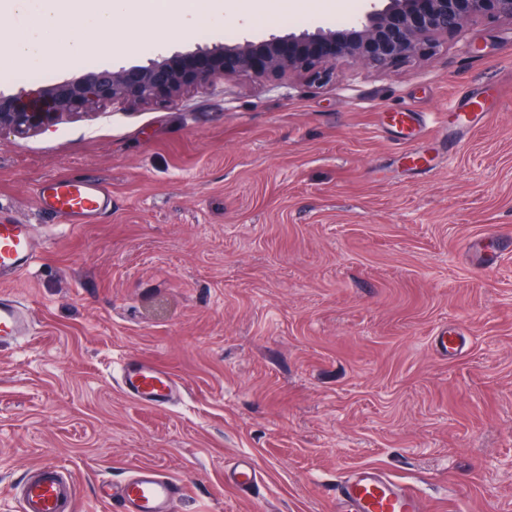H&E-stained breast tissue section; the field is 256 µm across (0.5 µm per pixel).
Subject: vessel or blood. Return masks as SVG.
<instances>
[{"label":"vessel or blood","instance_id":"1","mask_svg":"<svg viewBox=\"0 0 512 512\" xmlns=\"http://www.w3.org/2000/svg\"><path fill=\"white\" fill-rule=\"evenodd\" d=\"M492 97L469 90L457 100V122L462 131L478 127L488 114ZM40 210L69 224L98 221L112 205L108 188L95 179L70 175L44 180L35 189ZM39 244L33 227L0 220V283L28 268ZM31 326L27 308L7 295H0V346L17 343ZM122 392L136 404L154 410L169 407L181 394L180 380L157 363L130 357L120 367ZM236 493H253L261 475L251 457L245 456L224 474ZM183 483L157 467L144 465L129 471L121 481L105 482L99 498L115 512H175L184 497ZM336 512H425L416 491L383 470L363 466L342 475L333 487ZM77 485L61 466L47 462L32 468L19 493V512H76Z\"/></svg>","mask_w":512,"mask_h":512}]
</instances>
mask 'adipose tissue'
Returning <instances> with one entry per match:
<instances>
[{"mask_svg":"<svg viewBox=\"0 0 512 512\" xmlns=\"http://www.w3.org/2000/svg\"><path fill=\"white\" fill-rule=\"evenodd\" d=\"M11 8L25 19L24 28L0 43V66L16 61L39 63L58 69L88 57L126 53L129 42L113 37L116 16L141 9L140 0H10ZM95 29L96 39L84 38Z\"/></svg>","mask_w":512,"mask_h":512,"instance_id":"adipose-tissue-1","label":"adipose tissue"}]
</instances>
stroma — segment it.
<instances>
[{"label":"stroma","instance_id":"stroma-1","mask_svg":"<svg viewBox=\"0 0 512 512\" xmlns=\"http://www.w3.org/2000/svg\"><path fill=\"white\" fill-rule=\"evenodd\" d=\"M264 8L224 0L154 45L144 36L173 14H125L114 32L132 51L23 61L0 93L340 25L325 0ZM466 88L500 91L469 134L449 121ZM401 110L437 121L402 134L386 120ZM413 149L430 172L402 163ZM73 174L109 184L112 210L68 229L34 190ZM0 217L45 243L0 288L35 326L0 347V512H17V484L44 462L72 473L77 512H113L99 479L142 465L186 486L177 512H334L337 476L363 465L412 485L427 512H512V26L473 20L386 73L236 72L175 101L2 133ZM450 328L466 339L452 356L438 344ZM126 357L173 371L180 402L123 395ZM244 454L263 476L252 498L224 483Z\"/></svg>","mask_w":512,"mask_h":512}]
</instances>
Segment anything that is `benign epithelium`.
I'll return each mask as SVG.
<instances>
[{
  "label": "benign epithelium",
  "mask_w": 512,
  "mask_h": 512,
  "mask_svg": "<svg viewBox=\"0 0 512 512\" xmlns=\"http://www.w3.org/2000/svg\"><path fill=\"white\" fill-rule=\"evenodd\" d=\"M512 25V0H366L349 26L272 37L259 44L244 39L190 55L157 56L130 68L90 69L52 88L0 95V132L24 137L79 114L118 101L174 100L191 88H207L228 71L270 79L283 74L326 78L348 61L387 72L411 58L429 55L438 40L460 38L469 22Z\"/></svg>",
  "instance_id": "obj_1"
}]
</instances>
